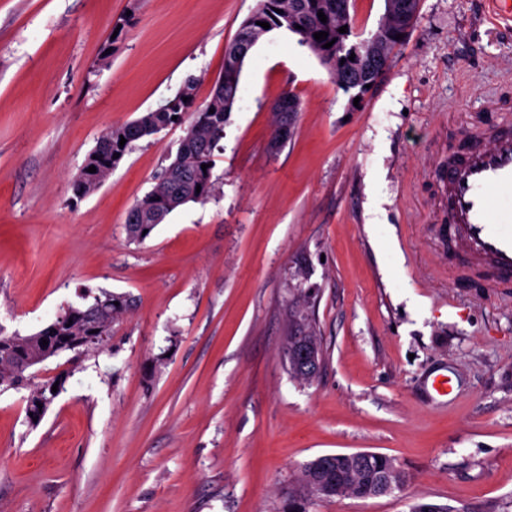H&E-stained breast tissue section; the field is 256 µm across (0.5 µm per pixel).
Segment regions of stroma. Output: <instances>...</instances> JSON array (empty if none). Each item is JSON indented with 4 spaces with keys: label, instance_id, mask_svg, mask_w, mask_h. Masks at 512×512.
Returning <instances> with one entry per match:
<instances>
[{
    "label": "stroma",
    "instance_id": "1",
    "mask_svg": "<svg viewBox=\"0 0 512 512\" xmlns=\"http://www.w3.org/2000/svg\"><path fill=\"white\" fill-rule=\"evenodd\" d=\"M258 0H0V332L35 333L95 294L135 303L66 374L38 427L0 392V512H283L307 461L394 457L402 489L309 512H512V292L448 285L431 167L488 100L512 102V19L495 0H420L407 43L353 104L296 35L244 62L214 191L130 242L128 211L175 157L180 124L133 143L79 199L111 126L196 83ZM129 22L120 38L112 26ZM110 55H103V48ZM301 101L273 146L271 103ZM309 288L323 366L288 370ZM449 403L427 402L433 372Z\"/></svg>",
    "mask_w": 512,
    "mask_h": 512
}]
</instances>
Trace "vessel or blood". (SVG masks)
<instances>
[{"instance_id":"b4317fda","label":"vessel or blood","mask_w":512,"mask_h":512,"mask_svg":"<svg viewBox=\"0 0 512 512\" xmlns=\"http://www.w3.org/2000/svg\"><path fill=\"white\" fill-rule=\"evenodd\" d=\"M432 171L458 253L455 274L512 289V126L462 132Z\"/></svg>"}]
</instances>
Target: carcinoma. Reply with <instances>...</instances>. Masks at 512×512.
Masks as SVG:
<instances>
[{
	"instance_id": "1",
	"label": "carcinoma",
	"mask_w": 512,
	"mask_h": 512,
	"mask_svg": "<svg viewBox=\"0 0 512 512\" xmlns=\"http://www.w3.org/2000/svg\"><path fill=\"white\" fill-rule=\"evenodd\" d=\"M337 0H260L255 10L243 21L241 28L264 31L257 22H267L270 30L282 28L284 19L293 16L294 24L299 29L294 34L299 36L298 43L308 47L321 61L329 67L339 88H345L346 71L353 65L350 55L340 50V45L357 46L361 60L374 59L371 79L379 75L377 63L388 61L392 53L402 47L409 37V31L398 27L388 16H383L379 27L390 31V38L373 43L370 39L350 41L353 26L349 10H336ZM323 12L327 22L323 23L318 12ZM345 26L348 32L341 33L339 28ZM328 33L326 39L318 41L314 33ZM401 34L403 38L396 39ZM333 42L329 48L324 44ZM224 83L216 85L208 105L194 112V119L186 136L180 142L179 159L182 172L177 184L182 192L194 202H203L213 191L211 181V164L213 151L224 136V126L231 113L240 79V74L230 75L223 71ZM192 101H183L179 97L168 100L153 112H145L137 119L112 126V138L105 146L98 149L96 158L90 161L96 172L81 170L72 181L73 194L82 198L91 192V185L97 176H107L119 164L131 144L150 136L149 129L156 126H171L182 122L183 115L190 108ZM126 139L120 144V139ZM119 157H114V154ZM207 168H201V165ZM201 190H196V187ZM173 186L169 184L166 173H161L158 182L149 193L137 201L126 217V230L131 242L142 243L151 236L155 228L171 214L176 207L169 206V193ZM130 301L123 295L108 291L94 298V303L85 309L69 307L63 314L35 334L28 336L13 335L5 351L0 350V386L11 388L21 384L30 389L27 397L26 413L28 423L36 427L51 404L49 397L53 385L63 390L66 376L61 374L54 379L41 383L31 382L27 371L45 360L62 352L77 351L90 345H101L112 335V324L129 308ZM298 319L302 325L289 329L285 338L284 350L288 358L289 371L304 384L313 379L296 368V354L310 347L321 348L319 338L307 316L301 314ZM48 345H43L42 340ZM385 461L382 457L371 455L359 465H351L340 457L318 456L302 466L299 485L288 491V512H307L315 501H331L336 498V487L332 481L336 475L343 476L341 496L369 498L375 496Z\"/></svg>"
}]
</instances>
